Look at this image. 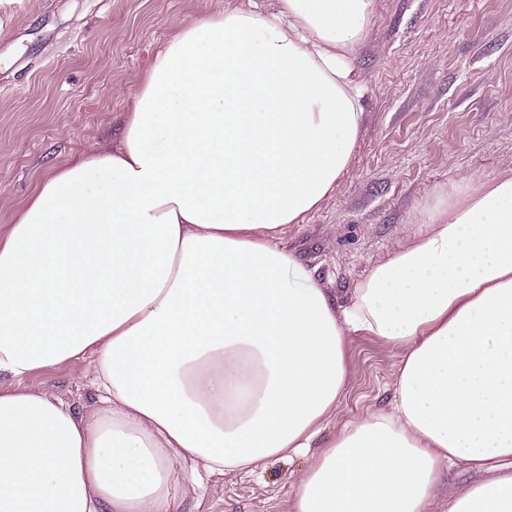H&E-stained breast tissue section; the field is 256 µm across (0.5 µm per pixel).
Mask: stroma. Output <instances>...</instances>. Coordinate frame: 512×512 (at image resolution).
I'll return each mask as SVG.
<instances>
[{
    "label": "stroma",
    "instance_id": "obj_1",
    "mask_svg": "<svg viewBox=\"0 0 512 512\" xmlns=\"http://www.w3.org/2000/svg\"><path fill=\"white\" fill-rule=\"evenodd\" d=\"M224 0H0V232L41 180L117 139L155 51ZM353 50L365 87L351 163L289 248L337 300L423 229L438 197L466 179L512 175V0H373ZM347 391L317 445L387 407L397 369L377 338L346 343ZM82 364L35 371L25 386L93 403ZM307 459L253 475L184 482L172 512H289Z\"/></svg>",
    "mask_w": 512,
    "mask_h": 512
}]
</instances>
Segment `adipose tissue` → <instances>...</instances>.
Listing matches in <instances>:
<instances>
[{
    "label": "adipose tissue",
    "mask_w": 512,
    "mask_h": 512,
    "mask_svg": "<svg viewBox=\"0 0 512 512\" xmlns=\"http://www.w3.org/2000/svg\"><path fill=\"white\" fill-rule=\"evenodd\" d=\"M372 0L228 6L182 27L118 146L47 177L0 235V512H172L174 487L309 456L290 512H512V176L468 179L345 302L286 234L335 190ZM387 408L313 443L345 341ZM88 363L82 410L23 376ZM480 474L445 486L456 467Z\"/></svg>",
    "instance_id": "adipose-tissue-1"
}]
</instances>
